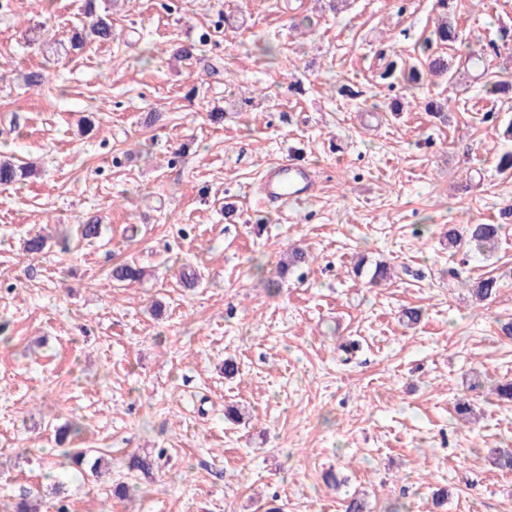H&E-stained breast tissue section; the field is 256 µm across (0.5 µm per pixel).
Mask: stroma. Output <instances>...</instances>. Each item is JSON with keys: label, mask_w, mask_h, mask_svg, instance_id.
<instances>
[{"label": "stroma", "mask_w": 512, "mask_h": 512, "mask_svg": "<svg viewBox=\"0 0 512 512\" xmlns=\"http://www.w3.org/2000/svg\"><path fill=\"white\" fill-rule=\"evenodd\" d=\"M82 6L0 8V155L37 166L0 188V512L25 493L56 512L58 480L69 512H342L357 494L369 512H512V472L490 462L512 449L495 394L512 380V171L496 160L512 97L489 93L512 64V0H98L112 40L77 52ZM445 18L447 78L383 80L424 65ZM38 66L50 83L26 86ZM290 156L316 190L268 204L262 172ZM91 216L92 244L77 236ZM477 223L500 225L492 252L449 248L448 227ZM293 247L308 261L281 276ZM361 259L392 279L355 276ZM124 262L144 277L114 282ZM487 276L482 302L470 285ZM67 423V446L109 473L63 465Z\"/></svg>", "instance_id": "1"}]
</instances>
